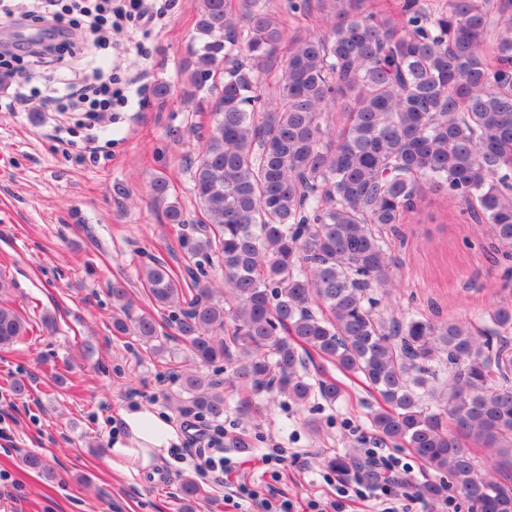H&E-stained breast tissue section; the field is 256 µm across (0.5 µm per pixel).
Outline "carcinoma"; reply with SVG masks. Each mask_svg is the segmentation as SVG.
I'll return each instance as SVG.
<instances>
[{"label": "carcinoma", "mask_w": 512, "mask_h": 512, "mask_svg": "<svg viewBox=\"0 0 512 512\" xmlns=\"http://www.w3.org/2000/svg\"><path fill=\"white\" fill-rule=\"evenodd\" d=\"M315 9L325 32L288 34L263 0H197L202 45L190 85L213 75V124L193 175L205 222L195 268L143 270L157 307L202 365L235 362L233 382L305 403L311 354L361 378L382 399L374 439L400 442L470 506L512 512V471L484 470L462 440L512 458V309L492 328L418 315L385 320L373 288L392 286L397 232L425 188L443 193L493 248L512 255V0H288ZM275 75L266 108L259 77ZM218 258L224 288L203 265ZM113 329L155 355L168 336L132 317L111 284ZM33 326L0 299V345ZM197 413L224 416L226 381L180 374Z\"/></svg>", "instance_id": "cac0c4a2"}]
</instances>
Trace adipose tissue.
<instances>
[{"label": "adipose tissue", "instance_id": "adipose-tissue-1", "mask_svg": "<svg viewBox=\"0 0 512 512\" xmlns=\"http://www.w3.org/2000/svg\"><path fill=\"white\" fill-rule=\"evenodd\" d=\"M122 431L112 439L105 458L112 472L128 475L151 470L158 457L178 446L179 435L157 411L135 407L119 413Z\"/></svg>", "mask_w": 512, "mask_h": 512}]
</instances>
